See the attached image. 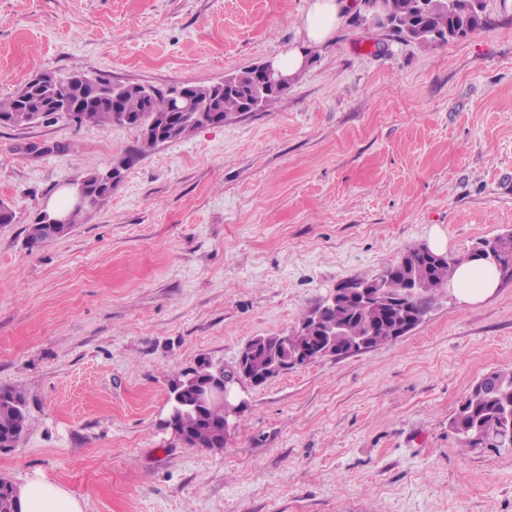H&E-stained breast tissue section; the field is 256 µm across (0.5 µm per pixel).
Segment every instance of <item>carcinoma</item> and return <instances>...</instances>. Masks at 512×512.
<instances>
[{
	"instance_id": "obj_1",
	"label": "carcinoma",
	"mask_w": 512,
	"mask_h": 512,
	"mask_svg": "<svg viewBox=\"0 0 512 512\" xmlns=\"http://www.w3.org/2000/svg\"><path fill=\"white\" fill-rule=\"evenodd\" d=\"M488 23L484 0H392L390 33L402 40L423 46L445 43L485 27ZM235 86L224 90L219 98L210 97V86L186 84L199 104L220 112L222 117L249 111L247 101L255 99V107H268L282 92L257 91L255 69L248 68L231 77ZM114 85L85 73L77 72L65 79L44 73L28 82L16 95L0 101V116L15 112H38L43 118L60 112L59 99L65 97L81 104L77 122L104 127L112 122H126L132 116L142 125H164L174 117L171 89L163 93L139 84L123 85L124 95L120 111L112 110L107 94ZM85 214L74 212L71 225L51 229L48 224L36 222L26 229L25 244L31 252L38 251L54 239L71 231ZM458 258L446 255L438 260L424 254L421 249L408 251L399 262L383 273L372 277H358L344 283L349 288L358 282L377 285L376 294L369 304L350 301L336 308L314 311L320 316V330L315 334L297 335L292 341L295 348L315 343L322 336L336 337L338 354L349 353L345 347L350 337H367V349L391 341L394 328L402 323L420 324L431 309L437 292L447 285L448 277ZM286 352L280 337L267 338V345L253 355L247 369L239 373L248 381L269 372V364L283 359ZM182 385L181 406L175 427L181 433H190L186 442L193 447L220 449L224 447L222 406L200 405L195 389L186 385V371L177 372L169 387ZM25 395L15 388H0V448H12L20 440L25 419ZM451 425L462 436L463 442L476 445L487 439L496 448L512 447V372L492 371L490 377L481 378L469 390ZM0 512H20L12 485L0 486Z\"/></svg>"
}]
</instances>
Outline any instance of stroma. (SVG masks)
I'll return each instance as SVG.
<instances>
[{
  "label": "stroma",
  "instance_id": "stroma-1",
  "mask_svg": "<svg viewBox=\"0 0 512 512\" xmlns=\"http://www.w3.org/2000/svg\"><path fill=\"white\" fill-rule=\"evenodd\" d=\"M311 2L0 0V100L46 72L208 84L301 45ZM486 14L424 47L347 13L274 105L152 148L117 122L0 126V387L27 411L0 478L45 473L86 512H512V448L450 425L512 370V276L477 304L441 289L384 345L240 381L222 450L165 424L198 359L234 369L433 232L456 257L512 232V0ZM122 159L101 207L27 250L57 192Z\"/></svg>",
  "mask_w": 512,
  "mask_h": 512
}]
</instances>
